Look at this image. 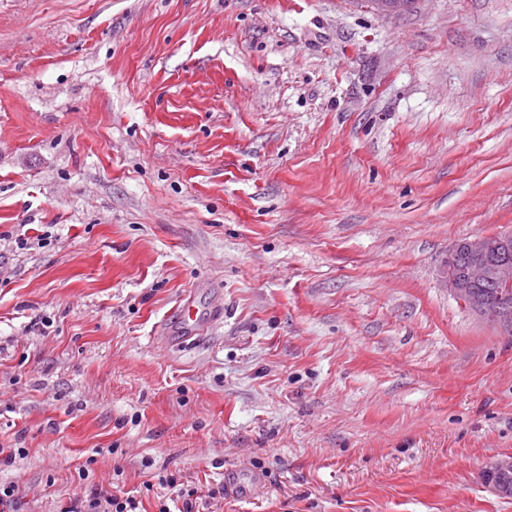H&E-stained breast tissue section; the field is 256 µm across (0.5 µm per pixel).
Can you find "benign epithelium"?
<instances>
[{"mask_svg":"<svg viewBox=\"0 0 512 512\" xmlns=\"http://www.w3.org/2000/svg\"><path fill=\"white\" fill-rule=\"evenodd\" d=\"M371 8L382 15L400 14L407 10L412 0H369ZM512 236L477 235L460 242L449 257V261L461 254L475 257L464 268L469 284L484 282L512 284V256L509 247ZM448 292L455 298L467 300L469 311L481 321L488 323L500 332L512 335V311L500 301H484L471 296L468 289L462 287L453 276H448ZM512 477V454L493 457L485 462L481 470V479L485 488L502 499L512 498V485L504 479Z\"/></svg>","mask_w":512,"mask_h":512,"instance_id":"benign-epithelium-1","label":"benign epithelium"}]
</instances>
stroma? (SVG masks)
Listing matches in <instances>:
<instances>
[{"label":"stroma","instance_id":"obj_1","mask_svg":"<svg viewBox=\"0 0 512 512\" xmlns=\"http://www.w3.org/2000/svg\"><path fill=\"white\" fill-rule=\"evenodd\" d=\"M504 230L512 0H0L13 512H512V335L446 275ZM189 292L224 316L172 348ZM512 477V454L493 457L485 462L481 470V479L485 488L502 499L512 498V485L502 482ZM158 485L162 489H166L170 495H175L177 498H183V505H185L186 511L192 512V500L198 498V489L185 485L181 482V479L175 475H163L158 478ZM112 489L97 485L88 494L70 500L61 512H141L137 510L140 501L135 496Z\"/></svg>","mask_w":512,"mask_h":512}]
</instances>
